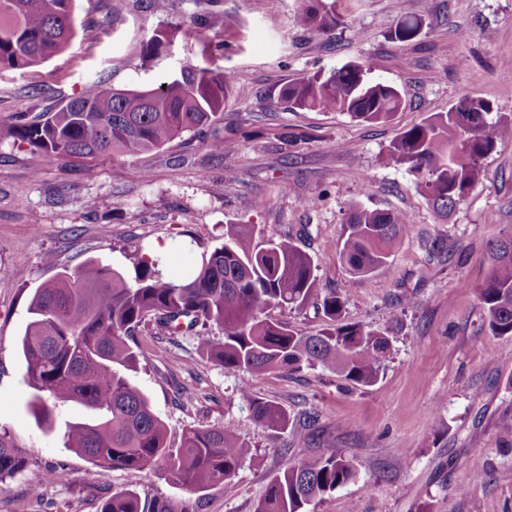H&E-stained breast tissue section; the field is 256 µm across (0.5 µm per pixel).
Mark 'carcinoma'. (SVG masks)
<instances>
[{
  "label": "carcinoma",
  "mask_w": 512,
  "mask_h": 512,
  "mask_svg": "<svg viewBox=\"0 0 512 512\" xmlns=\"http://www.w3.org/2000/svg\"><path fill=\"white\" fill-rule=\"evenodd\" d=\"M74 0H0V70H27L63 53L73 36ZM300 26L325 30L339 21L336 0H301ZM419 17L398 21L394 36L414 39ZM223 31L224 14H195L182 30ZM234 83L222 67L189 65L155 89L114 90L103 80L55 112L15 115L4 131L13 144L58 161L109 154L136 155L162 148L188 132L211 130L207 147L224 158V132L216 127ZM281 100L294 109L345 112L363 122L388 119L403 104L400 91L371 83L362 69L338 68L289 83ZM493 105L463 98L403 132L391 158L415 175L425 198L441 218L450 216L479 180L482 160L512 139V123L493 120ZM412 218L401 210L354 206L338 250L341 262L366 276L384 266L400 245ZM489 271L477 287L483 318L494 336H512V229L489 244ZM162 259L142 254L125 274L90 261L59 273L36 288L29 321L20 339L26 377L33 390L28 404L36 422L53 428L57 410L77 403L92 414L68 426L67 445L100 476L114 470L162 471L192 495L231 479L248 452L245 441L222 427L192 428L181 445L167 444V426L129 373L138 357L130 345L151 319L171 336L191 335L206 357L228 370L299 372L320 365L357 386H372L390 350L382 332L340 322L345 302L319 287L315 261L292 238L258 247L246 224L227 229L224 244L201 254L188 271L166 276ZM315 303L327 327L305 336L289 324L264 316L278 307L304 309ZM223 334L214 340L208 328ZM254 420L264 428L290 427L296 437L317 428L319 414L290 418L279 405L253 399ZM28 472L33 491L67 479L58 468L30 467L18 448L0 434V482ZM357 465L331 446L313 459L292 458L269 482L255 512H314L324 496L350 483ZM198 501L179 502L116 491L100 512H200Z\"/></svg>",
  "instance_id": "1"
}]
</instances>
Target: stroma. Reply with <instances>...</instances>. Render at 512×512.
I'll list each match as a JSON object with an SVG mask.
<instances>
[{
    "label": "stroma",
    "instance_id": "35a3bbf8",
    "mask_svg": "<svg viewBox=\"0 0 512 512\" xmlns=\"http://www.w3.org/2000/svg\"><path fill=\"white\" fill-rule=\"evenodd\" d=\"M298 7L299 0L274 8L268 0H211L210 10L232 24L223 49L206 59L200 42L178 33L200 0H75V35L63 54L34 69L0 71V128L19 112L59 109L100 77L116 90L150 89L205 60L235 75L220 159L193 133L132 157L64 162L0 139V432L31 465L70 474L37 494L26 473L6 479L0 512H100L104 494L122 490L184 498L161 473L96 475L66 446L67 424L90 417L80 405L60 407L53 429L39 427L28 409L20 339L35 289L58 272L94 259L128 273L138 252L162 253L185 269L233 224L252 225L261 246L297 236L320 286L344 298V321L384 332L392 348L379 380L361 388L320 366L227 370L191 337L142 325L130 378L166 423L170 446L202 427L224 428L249 446L235 477L198 491L201 512H254L289 458L316 457L328 443L355 461L358 474L315 512H512V337L483 327L476 293L489 242L512 224V142L484 159L480 181L445 222L407 166L389 156L403 132L467 96L490 101L494 118L512 122V0H336L344 22L327 32L299 27ZM409 15L421 17L423 29L398 41L394 27ZM162 30L172 39L146 52ZM349 63L400 89L404 104L390 120L292 110L281 101L284 85ZM310 199L315 208H307ZM354 204L413 217L399 250L368 276L351 274L338 257ZM303 224L309 233L301 237ZM185 234L197 245L175 247ZM436 239L445 243L437 257ZM49 255L55 265H46ZM407 294L413 305L404 303ZM244 389L292 417L317 410L319 434L302 443L291 430L257 425Z\"/></svg>",
    "mask_w": 512,
    "mask_h": 512
}]
</instances>
